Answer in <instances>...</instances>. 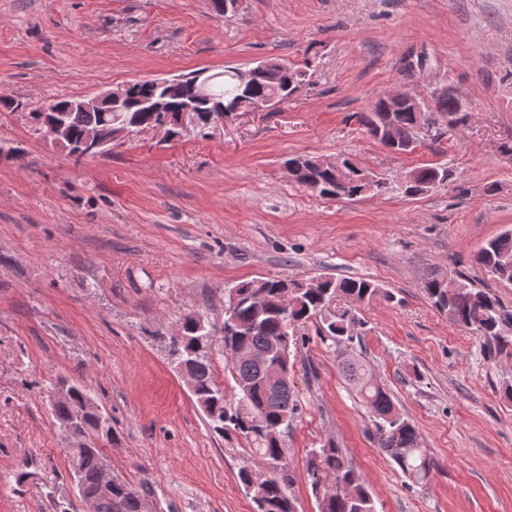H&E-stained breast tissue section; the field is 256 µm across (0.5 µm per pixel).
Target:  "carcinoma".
<instances>
[{"instance_id": "carcinoma-1", "label": "carcinoma", "mask_w": 512, "mask_h": 512, "mask_svg": "<svg viewBox=\"0 0 512 512\" xmlns=\"http://www.w3.org/2000/svg\"><path fill=\"white\" fill-rule=\"evenodd\" d=\"M306 75L288 63L272 58L259 71L253 84L242 88L234 70L213 74V100L220 105L286 103L292 97L288 76ZM194 78L179 86L151 85L145 80L128 82L126 98L120 106L104 111L71 107L72 100L52 101L33 112L36 123L62 121L69 141L78 142L88 133L106 139L120 126H133L154 119L144 107L154 95L169 98L170 112L180 111L193 95ZM448 117V123L462 126L468 120L466 102L457 94L433 100V108L414 106L398 97L379 98L370 112L360 116V124L370 138L389 150L411 153L416 148L418 124L431 120L428 111ZM294 181L304 190L323 199L355 200L395 188L407 196H417L448 183V167L422 166L407 172V180L392 187L384 179L348 157L342 163L349 179L342 180L336 168L320 156H295ZM476 262L505 286H512V230L488 239L477 251ZM455 287L442 283L431 273L421 283L431 306L458 327L482 338L493 355L512 354V306H507L486 288H477L461 273L451 277ZM381 297L395 301L392 291L367 279L267 277L242 281L226 289L224 300V351L232 361V378L238 393L229 398L216 385L211 357L212 336L204 322L188 314L180 321V338L168 337L170 358L184 364L196 391L195 400L209 420L212 430L226 438L244 440L246 461L237 479L255 505V512H296L290 489L295 482L285 457V437L299 416L292 383L294 360L290 346L296 344L297 330L307 323L316 326L323 342L348 346L358 337L362 319L357 306ZM345 377L355 389L372 418L373 441L402 474L417 485L426 481L435 462L423 447L414 424L396 408L391 394L373 377L365 362L357 358L342 361ZM70 399L53 402L51 414L71 440L67 453L70 474L86 495L93 498L94 512H142L144 495L129 482L115 478L112 491L99 492L103 459L102 447L114 446L112 426L100 428L96 415L88 414L73 426L68 421L75 409L90 396L88 389L73 384ZM306 470L313 477L312 491L319 512H376L372 494L358 471L349 463L333 439L312 449Z\"/></svg>"}]
</instances>
